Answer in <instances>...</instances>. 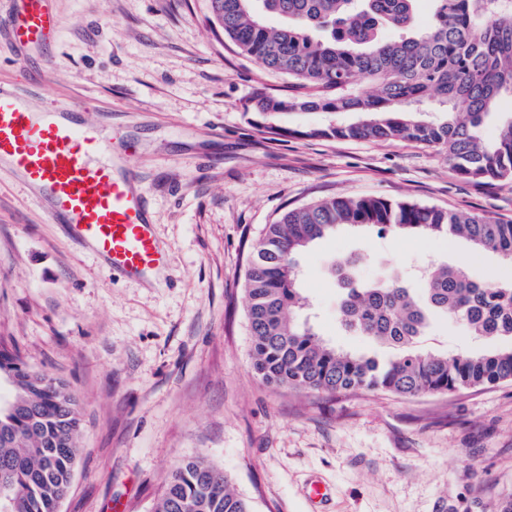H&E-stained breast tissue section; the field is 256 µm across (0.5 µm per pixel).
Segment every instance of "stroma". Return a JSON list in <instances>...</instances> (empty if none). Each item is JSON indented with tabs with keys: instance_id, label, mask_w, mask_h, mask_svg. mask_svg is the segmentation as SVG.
I'll list each match as a JSON object with an SVG mask.
<instances>
[{
	"instance_id": "stroma-1",
	"label": "stroma",
	"mask_w": 512,
	"mask_h": 512,
	"mask_svg": "<svg viewBox=\"0 0 512 512\" xmlns=\"http://www.w3.org/2000/svg\"><path fill=\"white\" fill-rule=\"evenodd\" d=\"M61 37L42 98L88 107L131 145V164L169 262L146 279L107 271L0 171V336L64 382L81 412V454L61 512H151L169 470L201 454L254 512H504L512 505V382L405 399L388 392L275 391L251 368L246 256L288 209L379 196L512 221V184L458 177L407 140L304 138L356 112L273 116L258 132L257 91L286 76L218 39L209 0H55ZM356 254L371 283L425 261L496 283L512 261L461 238L349 228L299 260L302 311L328 345L384 358L393 349L341 325L327 265ZM427 350L470 355L503 341L435 321ZM326 501L307 495L311 481Z\"/></svg>"
}]
</instances>
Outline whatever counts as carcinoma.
Returning <instances> with one entry per match:
<instances>
[{
    "label": "carcinoma",
    "instance_id": "1",
    "mask_svg": "<svg viewBox=\"0 0 512 512\" xmlns=\"http://www.w3.org/2000/svg\"><path fill=\"white\" fill-rule=\"evenodd\" d=\"M417 0H210V24L242 53L287 75L299 95L253 99L262 116L298 111L361 112L349 126L295 130L301 137L408 139L441 150L460 178L512 180V118L486 144L480 130L499 98L512 97V3L433 0L417 28ZM282 18L268 26L263 14ZM404 35L383 39L378 29ZM343 227L394 235L462 237L512 260V223L376 197L320 201L265 226L246 272L255 375L276 390L334 394L385 391L401 397L454 393L512 380V347L470 356L420 352L435 317L475 336L512 340V280L486 285L465 271L430 265L411 288L397 276L362 286L356 259L335 260L344 327L395 347L388 361L338 353L298 318V257ZM0 502L8 512H59L80 455L78 400L61 381L28 366L0 337ZM153 512H253L224 469L201 456L169 472Z\"/></svg>",
    "mask_w": 512,
    "mask_h": 512
}]
</instances>
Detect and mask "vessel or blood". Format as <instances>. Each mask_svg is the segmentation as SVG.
<instances>
[{"instance_id":"obj_1","label":"vessel or blood","mask_w":512,"mask_h":512,"mask_svg":"<svg viewBox=\"0 0 512 512\" xmlns=\"http://www.w3.org/2000/svg\"><path fill=\"white\" fill-rule=\"evenodd\" d=\"M53 0H0V38L17 61L45 60L58 36ZM29 92L0 87V165L21 175L110 270L147 276L166 263L145 193L131 166L112 160V129L77 105L33 109Z\"/></svg>"}]
</instances>
